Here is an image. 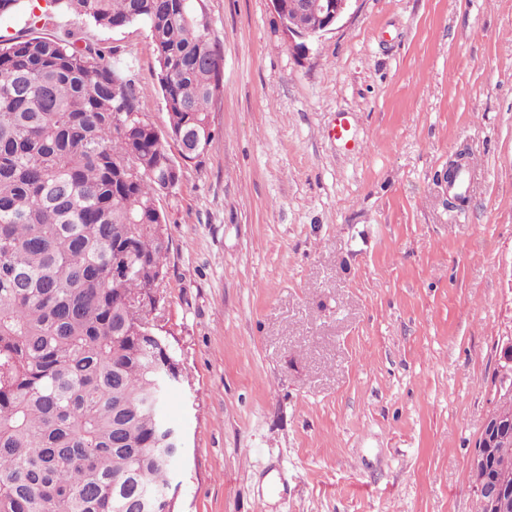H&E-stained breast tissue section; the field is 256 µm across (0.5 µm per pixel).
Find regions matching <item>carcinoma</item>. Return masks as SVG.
<instances>
[{
  "label": "carcinoma",
  "mask_w": 512,
  "mask_h": 512,
  "mask_svg": "<svg viewBox=\"0 0 512 512\" xmlns=\"http://www.w3.org/2000/svg\"><path fill=\"white\" fill-rule=\"evenodd\" d=\"M0 36V512H141L170 486L162 383L185 381L157 315L170 239L158 206L181 166L141 117L114 47L38 32L59 7L144 24L175 144L213 134L224 58L194 0H45Z\"/></svg>",
  "instance_id": "1"
}]
</instances>
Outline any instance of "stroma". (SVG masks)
I'll return each instance as SVG.
<instances>
[{"label":"stroma","mask_w":512,"mask_h":512,"mask_svg":"<svg viewBox=\"0 0 512 512\" xmlns=\"http://www.w3.org/2000/svg\"><path fill=\"white\" fill-rule=\"evenodd\" d=\"M214 137L161 194V324L187 376L175 512H477L471 455L512 329V0H353L293 51L271 0H198ZM118 48L167 114L148 29ZM349 113L358 150L329 138ZM466 151L465 202L448 163Z\"/></svg>","instance_id":"35a3bbf8"}]
</instances>
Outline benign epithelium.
I'll use <instances>...</instances> for the list:
<instances>
[{
  "label": "benign epithelium",
  "mask_w": 512,
  "mask_h": 512,
  "mask_svg": "<svg viewBox=\"0 0 512 512\" xmlns=\"http://www.w3.org/2000/svg\"><path fill=\"white\" fill-rule=\"evenodd\" d=\"M352 0H301V17H315V24L305 27L300 17L284 22L288 37L300 40L304 47L316 41L334 27L348 13ZM497 361L490 395L492 407L486 415L482 431L475 443L471 460V478L477 497L478 512H512V474L498 468V460L505 449L512 447L507 436L508 424L499 406L512 399V331L499 336L496 343ZM144 504L156 501L175 502L172 489H143Z\"/></svg>",
  "instance_id": "7a95c632"
}]
</instances>
